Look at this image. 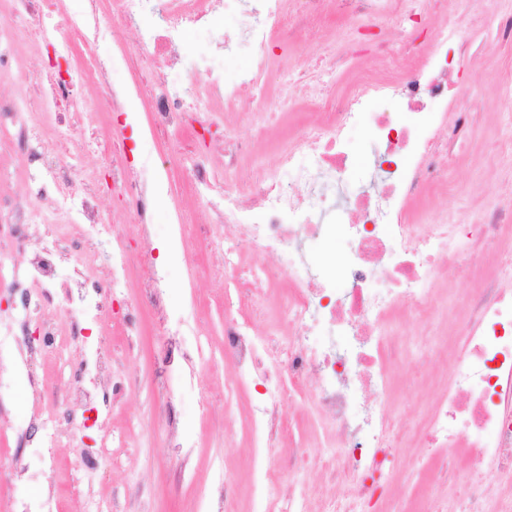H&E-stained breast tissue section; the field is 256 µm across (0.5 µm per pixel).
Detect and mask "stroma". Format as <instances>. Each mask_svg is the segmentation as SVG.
<instances>
[{
	"label": "stroma",
	"mask_w": 512,
	"mask_h": 512,
	"mask_svg": "<svg viewBox=\"0 0 512 512\" xmlns=\"http://www.w3.org/2000/svg\"><path fill=\"white\" fill-rule=\"evenodd\" d=\"M90 9L88 0H60L54 18L37 31L9 17L0 0V46L21 65L48 71L70 23ZM16 115L37 138L28 147L0 148V195L9 197L43 180L46 154L62 158L64 175L34 197L26 223L0 211V512H224V479H246L252 455L241 436L239 412L258 400L251 387L224 416V374L207 363L224 360V284L211 279L224 259L230 229L210 223L188 181L196 154H209L220 129L198 138L196 152L135 133L127 113L143 112L146 99L130 96L122 112L46 115L30 88ZM133 149L131 170L146 184L167 176L170 209L154 212L147 242H125L128 273L112 279V239L96 235L79 210L86 185L99 187L101 223L132 224V208L112 190V162L100 140ZM456 187L449 210L495 191L480 166L449 170ZM179 232L177 260L165 261L161 244ZM207 232L209 249L193 245ZM64 254L52 301L28 310L31 263L54 243ZM158 272L159 288H145L142 266ZM111 362L98 373L100 358ZM91 381L87 400L69 395L77 374Z\"/></svg>",
	"instance_id": "stroma-1"
}]
</instances>
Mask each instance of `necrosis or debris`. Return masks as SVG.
Segmentation results:
<instances>
[{
    "label": "necrosis or debris",
    "instance_id": "necrosis-or-debris-1",
    "mask_svg": "<svg viewBox=\"0 0 512 512\" xmlns=\"http://www.w3.org/2000/svg\"><path fill=\"white\" fill-rule=\"evenodd\" d=\"M104 2L77 45L115 22L156 19L135 48L113 43L123 62H150L133 68L131 87L148 95L151 135L191 114L224 129L223 177L199 160L193 178L216 223L237 229L224 247L235 285L224 394L265 389L247 414L253 512H393L398 499L402 512H512V132L483 136L493 119L512 129V72L486 66L496 113L457 102L475 44L512 47V5L490 18L481 0ZM227 13L238 18L229 32L218 26ZM189 31L209 32L212 48L188 63ZM242 51L250 66L225 80ZM354 129L376 148L361 166L348 151ZM484 161L500 193L457 214L439 208L454 191L449 169ZM112 188L145 235L152 198L120 147ZM322 235L342 239L344 262L309 261L305 246ZM266 254L285 280L270 278ZM432 336L441 342L422 357L427 392L409 426L390 399L412 344ZM281 446L284 470L272 460ZM310 466L318 483L300 477Z\"/></svg>",
    "mask_w": 512,
    "mask_h": 512
}]
</instances>
